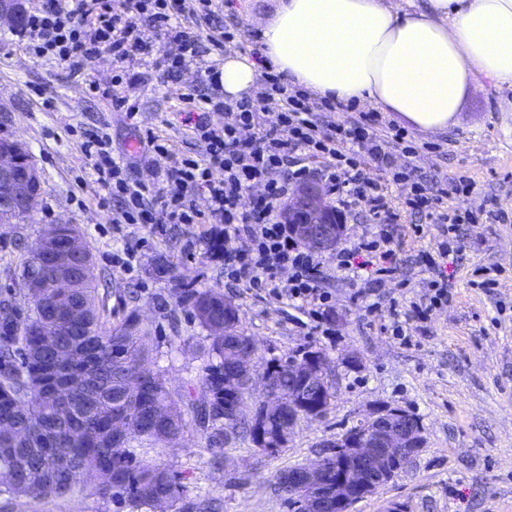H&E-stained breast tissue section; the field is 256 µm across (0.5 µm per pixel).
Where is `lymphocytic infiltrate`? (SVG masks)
I'll list each match as a JSON object with an SVG mask.
<instances>
[{
    "instance_id": "lymphocytic-infiltrate-1",
    "label": "lymphocytic infiltrate",
    "mask_w": 512,
    "mask_h": 512,
    "mask_svg": "<svg viewBox=\"0 0 512 512\" xmlns=\"http://www.w3.org/2000/svg\"><path fill=\"white\" fill-rule=\"evenodd\" d=\"M191 14L190 29L181 20ZM28 52L59 63L80 75L101 54L112 59L109 85L89 82L87 91L111 99L113 107L136 120V105L121 96L123 87L145 83L146 75L127 68L134 58L153 57V41L166 46L153 57L160 79L175 82L201 57L223 55L236 35L218 14L215 0H44L26 14L16 33ZM260 91L236 101L212 91L191 90L186 122L203 147L199 156H177L166 140L145 131L140 144L160 165L139 171L114 156L107 134L90 133L83 153L99 183L117 205L119 224L146 225L150 235H167L170 225L195 224L201 217L224 232V285L245 287L275 300H287L314 322L322 335H332L329 321L332 293L321 258L302 245L283 212L296 186L314 177L326 188L338 212L365 207L375 228L359 235L335 255L336 270L360 272L357 297H379L387 277L400 267L397 231L402 211L424 224L438 225L442 236L436 252L422 251L415 263L427 272V306L412 305L415 334H406L392 310L393 334L402 342L428 335L432 309L450 299L445 262L462 252L467 230L476 228L473 211L444 207L449 192L474 195L472 181L459 180L442 188L422 174L416 159L419 146L404 129L384 122L380 113L362 112L350 122H332L328 113L343 103L311 101L308 92L288 85L282 74L263 69ZM409 185L402 206H394L388 186ZM246 239L247 248L237 240Z\"/></svg>"
}]
</instances>
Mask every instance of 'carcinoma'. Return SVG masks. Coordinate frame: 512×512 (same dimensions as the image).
<instances>
[{
    "label": "carcinoma",
    "mask_w": 512,
    "mask_h": 512,
    "mask_svg": "<svg viewBox=\"0 0 512 512\" xmlns=\"http://www.w3.org/2000/svg\"><path fill=\"white\" fill-rule=\"evenodd\" d=\"M88 254L75 258L68 288H29L52 269L27 255L18 288L7 300L13 314L0 319V495H61L92 481L102 497H125L137 508L186 498L168 469L139 464L146 452L179 439L187 428L183 408L207 434L210 450L224 454V388L252 370L248 334L236 308L213 288L182 279L179 298L208 332V363L198 390L170 388L147 367L153 337L137 315L117 325L101 321L93 275L82 272ZM78 356L62 365L60 351ZM313 353L302 346L266 366L277 390L305 401L315 390L288 370V360ZM306 415L267 417L270 441L286 445Z\"/></svg>",
    "instance_id": "obj_1"
}]
</instances>
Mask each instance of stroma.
<instances>
[{
    "label": "stroma",
    "mask_w": 512,
    "mask_h": 512,
    "mask_svg": "<svg viewBox=\"0 0 512 512\" xmlns=\"http://www.w3.org/2000/svg\"><path fill=\"white\" fill-rule=\"evenodd\" d=\"M274 0H223L225 18L238 25L232 53L247 46L255 23L270 13ZM112 65L102 55L84 74L71 76L63 66L32 58L9 34L0 35V138L16 136L29 152L43 192L36 209L23 220L0 228V295L16 288L29 246L45 225H77L94 261L98 305L105 325L135 312L154 336L150 366L176 390L197 386L207 363L198 349L206 332L183 307L179 276L199 287L223 291L255 342L254 396H261L266 364L304 344L327 359L326 380L335 398L318 422L301 421L288 445L264 453L236 439L214 465L204 434L188 427L168 447L142 455L151 467L177 471L187 499L219 500L220 512H288L276 486L279 473L313 463L325 438L359 424L380 405L399 406L419 420L424 446L410 466L374 493L356 502L352 512H512V223L485 224L467 240L450 264L452 295L433 311L428 336L401 344L387 332L390 307L368 313L353 302L356 281L332 272V327L335 338L313 333L285 316L286 303L224 287V267L205 258L209 224H179L166 236L152 237L139 224L113 229L100 202L105 195L81 150L86 133L101 130L114 152L140 156L139 136L150 130L176 152H190L187 110L182 95L204 79L203 68L186 70L179 82L150 81L126 88L139 105L138 126L111 101L88 98L84 80L109 81ZM503 92L478 76L465 88L448 129L423 132L399 113L386 118L404 128L411 140L426 144L417 159L423 172L441 181L461 177L474 182L490 208L512 215V112L498 109ZM436 225L400 242V271L385 283L389 300L409 310L425 292V274L414 262L422 250H435ZM138 246L139 266L127 272L112 263V253ZM494 288H480L484 276ZM0 512H137L132 505L105 500L92 483L56 496L0 495Z\"/></svg>",
    "instance_id": "1"
}]
</instances>
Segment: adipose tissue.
Returning a JSON list of instances; mask_svg holds the SVG:
<instances>
[{"mask_svg":"<svg viewBox=\"0 0 512 512\" xmlns=\"http://www.w3.org/2000/svg\"><path fill=\"white\" fill-rule=\"evenodd\" d=\"M264 63L315 96L400 113L424 131L452 122L470 79L512 89V0H278L259 20ZM255 64L229 54L224 95L250 94Z\"/></svg>","mask_w":512,"mask_h":512,"instance_id":"obj_1","label":"adipose tissue"}]
</instances>
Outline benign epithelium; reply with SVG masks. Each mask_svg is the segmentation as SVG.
<instances>
[{
    "label": "benign epithelium",
    "mask_w": 512,
    "mask_h": 512,
    "mask_svg": "<svg viewBox=\"0 0 512 512\" xmlns=\"http://www.w3.org/2000/svg\"><path fill=\"white\" fill-rule=\"evenodd\" d=\"M18 15L16 0H0V25L15 24ZM9 187L8 194L0 198V224H11L21 213H30L42 193L37 170L31 164L22 145L11 139H0V185ZM288 223L301 242L315 249H328L337 244L344 225L335 224L326 207V192L315 182L301 185L288 205ZM31 254L54 255L55 264L63 266L68 255L60 250L56 235L45 232L29 249ZM323 355L311 354L301 365L300 379L309 385L324 372ZM317 409L310 413L314 420L322 418L332 403L330 390L323 386L317 392ZM306 402L293 395L265 402L262 411L251 407L244 409L255 428L258 449L276 450V445L264 435L265 417L269 412H298ZM424 446L422 428L412 414L399 407H379L366 419L362 431L338 435L323 445L321 461L303 465L288 477V490L302 491L307 499V512H322L332 504L336 512H351L354 501L373 492L384 477L388 476L383 465L385 458L400 450L406 453L404 463L409 464ZM336 456L343 461V468L360 470L368 478L358 482L343 475L333 485L327 484L323 475L322 460Z\"/></svg>",
    "instance_id": "obj_1"
}]
</instances>
